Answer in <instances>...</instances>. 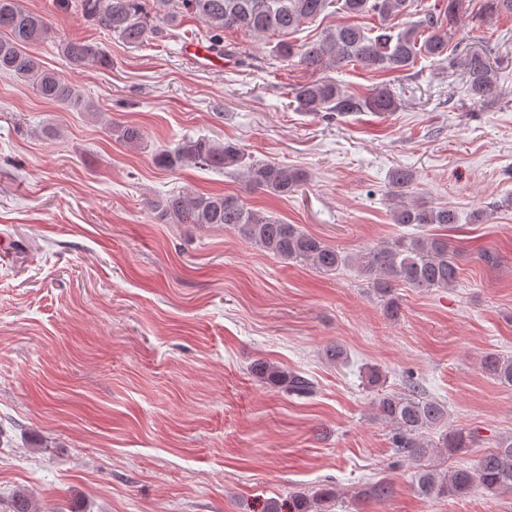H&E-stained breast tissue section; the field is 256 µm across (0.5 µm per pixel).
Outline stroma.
I'll return each instance as SVG.
<instances>
[{"label": "stroma", "instance_id": "1", "mask_svg": "<svg viewBox=\"0 0 512 512\" xmlns=\"http://www.w3.org/2000/svg\"><path fill=\"white\" fill-rule=\"evenodd\" d=\"M22 3L58 36L34 46L41 64L100 111L0 74V512L19 492L44 512H260L325 485L340 494L333 512H512V493L478 487L419 497L366 383L372 367L390 391L413 375L450 424L487 443L512 433V389L480 368L486 353L512 356V79L476 105L460 68L422 59L391 81L397 111L316 117L291 107L307 76L274 57L273 37L226 32L247 56L213 66L185 53L207 44L188 16L137 48L62 0ZM478 9L469 0L453 41L492 45L512 76V19L482 24ZM74 39L99 42L111 68H72L57 43ZM111 122L139 125L143 144L119 143ZM199 134L307 182L276 197L235 174L154 164L157 148ZM397 167L413 171L417 197L457 213L447 234L460 275L448 289H400L394 320L352 268L287 263L221 226L155 223L143 206L172 191L230 193L354 252L397 234L386 197ZM332 343L344 365L326 360ZM260 360L314 393L267 383ZM381 479L392 494L365 496ZM253 370L256 375L291 395H306L312 391V382L306 377L281 369L269 361H258Z\"/></svg>", "mask_w": 512, "mask_h": 512}]
</instances>
